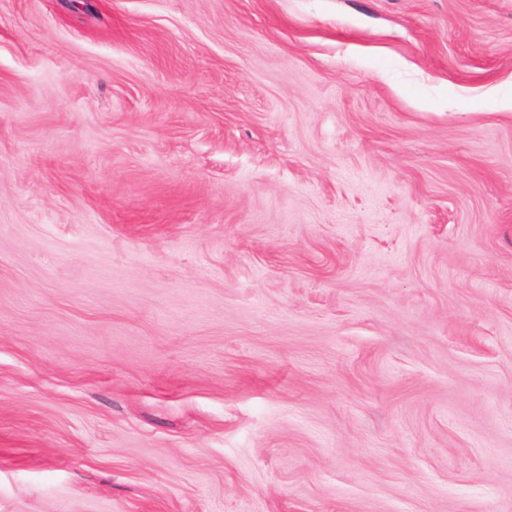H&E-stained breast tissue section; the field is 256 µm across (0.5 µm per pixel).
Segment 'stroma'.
I'll use <instances>...</instances> for the list:
<instances>
[{
  "label": "stroma",
  "mask_w": 512,
  "mask_h": 512,
  "mask_svg": "<svg viewBox=\"0 0 512 512\" xmlns=\"http://www.w3.org/2000/svg\"><path fill=\"white\" fill-rule=\"evenodd\" d=\"M512 0H0V512H512Z\"/></svg>",
  "instance_id": "35a3bbf8"
}]
</instances>
